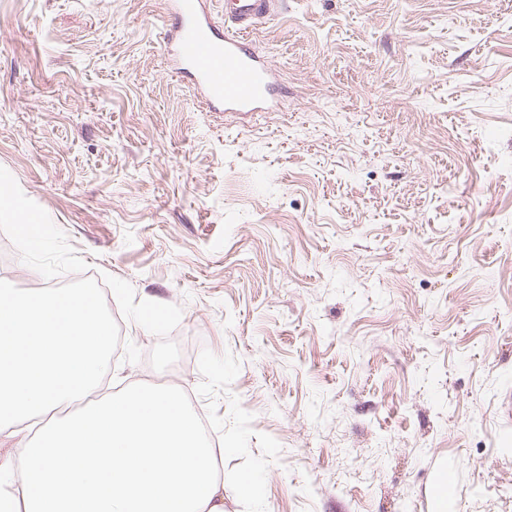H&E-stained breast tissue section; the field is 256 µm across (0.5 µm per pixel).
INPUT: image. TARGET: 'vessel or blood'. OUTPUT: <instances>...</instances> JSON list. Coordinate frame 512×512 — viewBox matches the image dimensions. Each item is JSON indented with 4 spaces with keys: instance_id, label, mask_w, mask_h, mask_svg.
Wrapping results in <instances>:
<instances>
[{
    "instance_id": "1",
    "label": "vessel or blood",
    "mask_w": 512,
    "mask_h": 512,
    "mask_svg": "<svg viewBox=\"0 0 512 512\" xmlns=\"http://www.w3.org/2000/svg\"><path fill=\"white\" fill-rule=\"evenodd\" d=\"M279 0H224L216 26L205 0H167L171 26L163 36L168 71L186 78L214 112H262L277 103L273 73L247 47L249 36L275 15Z\"/></svg>"
}]
</instances>
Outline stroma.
Segmentation results:
<instances>
[{
    "instance_id": "stroma-1",
    "label": "stroma",
    "mask_w": 512,
    "mask_h": 512,
    "mask_svg": "<svg viewBox=\"0 0 512 512\" xmlns=\"http://www.w3.org/2000/svg\"><path fill=\"white\" fill-rule=\"evenodd\" d=\"M165 0H0V280L97 279L135 383L207 401L202 349L281 446L267 512H512V0H282L273 112H211ZM162 310L149 332L140 312ZM0 220L16 224L18 233L30 245L38 243L42 226L46 224L42 216L36 217L27 211V205L22 198L2 187L0 190Z\"/></svg>"
}]
</instances>
